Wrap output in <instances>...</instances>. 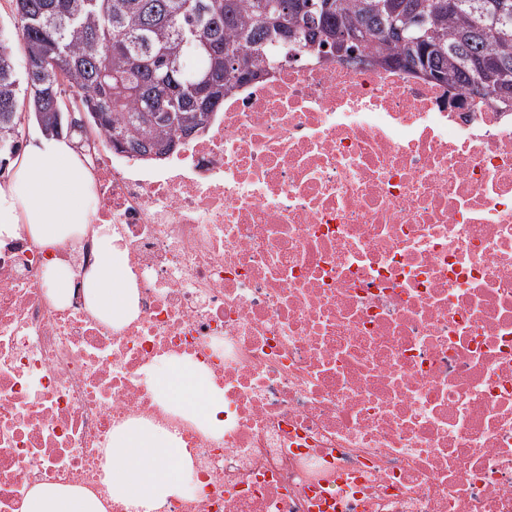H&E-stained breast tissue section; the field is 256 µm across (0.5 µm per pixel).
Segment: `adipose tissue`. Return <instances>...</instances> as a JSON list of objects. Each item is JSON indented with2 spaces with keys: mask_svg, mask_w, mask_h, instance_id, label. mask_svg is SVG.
Returning a JSON list of instances; mask_svg holds the SVG:
<instances>
[{
  "mask_svg": "<svg viewBox=\"0 0 512 512\" xmlns=\"http://www.w3.org/2000/svg\"><path fill=\"white\" fill-rule=\"evenodd\" d=\"M92 178L70 139L42 136L23 152L12 179L0 185V237L26 230L47 253L43 284L49 297L64 304L75 276L68 263L54 259L55 249L84 235L96 212ZM97 262L85 282L92 310L107 322L133 319L137 284L127 251L110 225L98 229ZM147 383L156 400L204 430L224 431V393L207 371L185 359H170L151 368ZM103 481L134 512H158L168 499L190 496L191 458L177 433L151 424L113 429L104 450ZM24 512H101L84 489L44 484L28 495Z\"/></svg>",
  "mask_w": 512,
  "mask_h": 512,
  "instance_id": "1",
  "label": "adipose tissue"
}]
</instances>
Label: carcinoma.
Masks as SVG:
<instances>
[{
	"label": "carcinoma",
	"mask_w": 512,
	"mask_h": 512,
	"mask_svg": "<svg viewBox=\"0 0 512 512\" xmlns=\"http://www.w3.org/2000/svg\"><path fill=\"white\" fill-rule=\"evenodd\" d=\"M11 0L0 30V172L19 154L22 115L73 139L92 128L149 156L182 147L245 80L300 48L363 57L461 87L512 111V0ZM329 47L324 51L323 47ZM33 68H18L16 54ZM76 94L72 107L63 83Z\"/></svg>",
	"instance_id": "obj_1"
}]
</instances>
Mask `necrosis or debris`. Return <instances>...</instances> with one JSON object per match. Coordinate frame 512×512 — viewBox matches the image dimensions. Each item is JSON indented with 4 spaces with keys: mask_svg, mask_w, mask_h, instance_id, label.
Instances as JSON below:
<instances>
[{
    "mask_svg": "<svg viewBox=\"0 0 512 512\" xmlns=\"http://www.w3.org/2000/svg\"><path fill=\"white\" fill-rule=\"evenodd\" d=\"M96 225L128 251L136 317L80 279L95 231L57 257L0 238V512L39 484L102 481L113 428L176 429L196 494L160 512H512V114L371 59L283 63L224 100L160 173L104 137ZM183 358L224 392L215 436L155 399ZM74 268L58 259L47 261L43 271V285L48 289L49 297L57 304L69 301Z\"/></svg>",
    "mask_w": 512,
    "mask_h": 512,
    "instance_id": "necrosis-or-debris-1",
    "label": "necrosis or debris"
}]
</instances>
